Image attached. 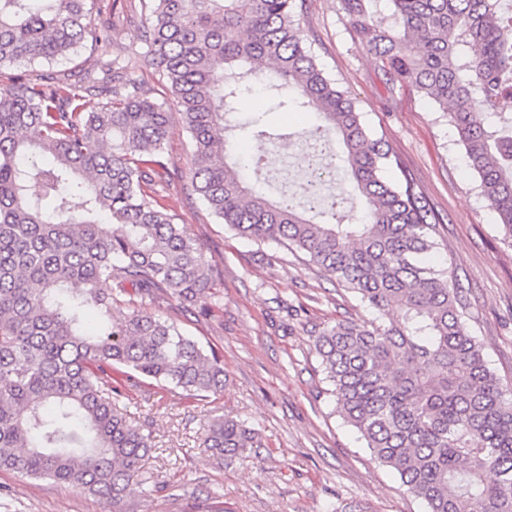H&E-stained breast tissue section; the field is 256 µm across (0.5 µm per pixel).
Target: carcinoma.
Here are the masks:
<instances>
[{"mask_svg":"<svg viewBox=\"0 0 512 512\" xmlns=\"http://www.w3.org/2000/svg\"><path fill=\"white\" fill-rule=\"evenodd\" d=\"M96 0H0V67L67 59L84 43L98 72L69 82L51 70L16 74L0 93V469L112 501L141 485L151 433L128 421L129 391L152 381L206 397L224 364L177 322L129 302L177 300L194 317L214 288L200 247L158 190L168 169L169 113L110 50L128 14L92 19ZM341 0L358 44L390 89L405 85L448 114L470 169L512 242V27L503 0ZM150 11L145 58L181 107L193 142L191 194L236 236L286 243L376 311L316 339L347 422L428 512H512V397L465 326L462 286L425 261L439 218L412 175L324 75L296 19V0H139ZM278 106L317 114L342 147L361 209L340 211L303 188L272 201L240 175L225 133L273 138L253 116L233 122L266 66ZM99 99L87 110V98ZM393 167V182L382 173ZM228 457L258 443L232 417L209 426Z\"/></svg>","mask_w":512,"mask_h":512,"instance_id":"1","label":"carcinoma"}]
</instances>
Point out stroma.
Wrapping results in <instances>:
<instances>
[{"mask_svg":"<svg viewBox=\"0 0 512 512\" xmlns=\"http://www.w3.org/2000/svg\"><path fill=\"white\" fill-rule=\"evenodd\" d=\"M299 23L326 76L349 92L364 124L400 157L438 215L439 247L430 260L464 287L466 327L512 395V244L482 196L454 128L413 88L388 90L340 0H304ZM144 52L136 28H126L118 58L170 112L165 152L170 171L179 173L188 168L191 137ZM243 110L264 113L281 133L302 134L316 122L314 113L265 97L246 100ZM301 157L291 148L266 145L264 177L296 188L305 170ZM159 182L178 224L219 275L216 288L198 300L209 309L207 318L181 312L171 298L147 310L176 320L219 355L226 382L223 393L202 400L157 384L131 391V419L153 436L141 478L166 490L128 497L123 512H195L215 499L225 512H427L344 420L316 352L327 325L370 320L373 311L303 255L234 236L200 201L187 200L178 178L164 174ZM222 415L255 428L260 447L244 449L230 462L206 448L208 425ZM0 512H112V506L72 487L0 471Z\"/></svg>","mask_w":512,"mask_h":512,"instance_id":"35a3bbf8","label":"stroma"}]
</instances>
